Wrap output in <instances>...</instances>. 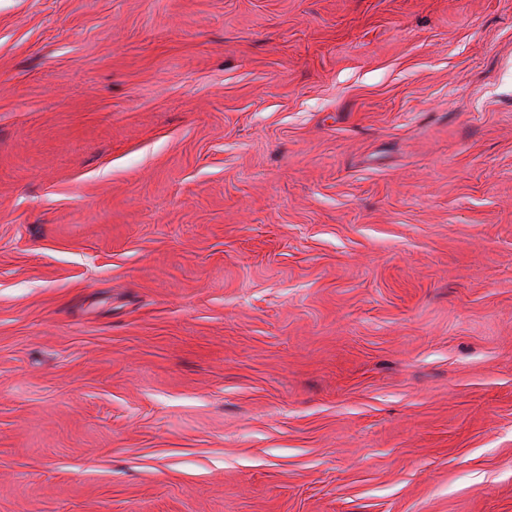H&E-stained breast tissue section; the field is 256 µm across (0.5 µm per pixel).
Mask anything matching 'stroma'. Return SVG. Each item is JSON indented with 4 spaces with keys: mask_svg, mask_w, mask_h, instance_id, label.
<instances>
[{
    "mask_svg": "<svg viewBox=\"0 0 512 512\" xmlns=\"http://www.w3.org/2000/svg\"><path fill=\"white\" fill-rule=\"evenodd\" d=\"M0 512H512V0H0Z\"/></svg>",
    "mask_w": 512,
    "mask_h": 512,
    "instance_id": "obj_1",
    "label": "stroma"
}]
</instances>
